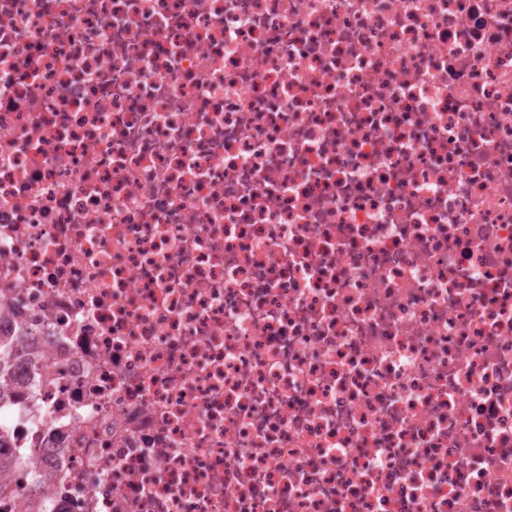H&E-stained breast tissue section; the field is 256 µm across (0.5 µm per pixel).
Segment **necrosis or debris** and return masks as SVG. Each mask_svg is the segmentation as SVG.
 I'll list each match as a JSON object with an SVG mask.
<instances>
[{
	"label": "necrosis or debris",
	"mask_w": 512,
	"mask_h": 512,
	"mask_svg": "<svg viewBox=\"0 0 512 512\" xmlns=\"http://www.w3.org/2000/svg\"><path fill=\"white\" fill-rule=\"evenodd\" d=\"M0 512H512V0H0Z\"/></svg>",
	"instance_id": "4bbe7bcc"
}]
</instances>
